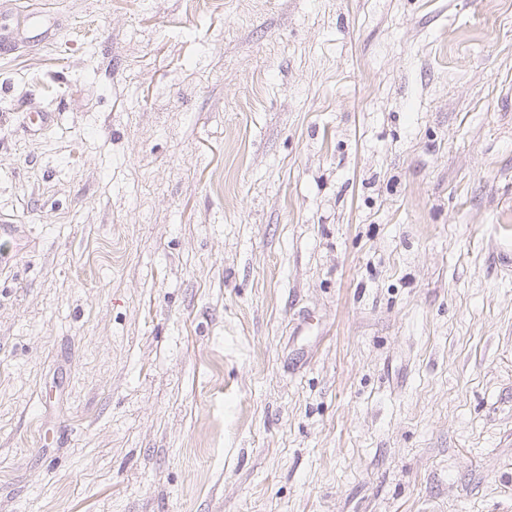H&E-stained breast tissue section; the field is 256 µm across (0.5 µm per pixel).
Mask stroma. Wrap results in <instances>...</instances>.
Instances as JSON below:
<instances>
[{"label": "stroma", "mask_w": 512, "mask_h": 512, "mask_svg": "<svg viewBox=\"0 0 512 512\" xmlns=\"http://www.w3.org/2000/svg\"><path fill=\"white\" fill-rule=\"evenodd\" d=\"M18 2L0 512H512V0Z\"/></svg>", "instance_id": "obj_1"}]
</instances>
